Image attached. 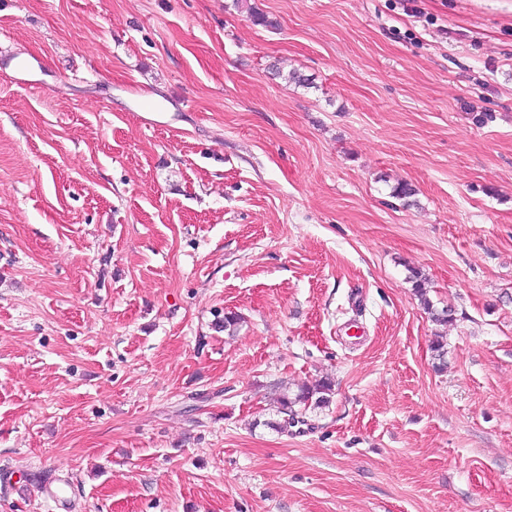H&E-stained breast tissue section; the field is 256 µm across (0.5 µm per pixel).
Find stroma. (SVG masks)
Returning <instances> with one entry per match:
<instances>
[{"instance_id":"1","label":"stroma","mask_w":512,"mask_h":512,"mask_svg":"<svg viewBox=\"0 0 512 512\" xmlns=\"http://www.w3.org/2000/svg\"><path fill=\"white\" fill-rule=\"evenodd\" d=\"M1 51L0 512H512V0H0ZM9 71L13 74V83L27 87L29 89L40 85L37 79H34L33 65L30 59L21 58L17 55L0 56V72ZM411 275L409 276V279L414 283V290L417 293V296H419L421 302L424 305V308L426 310H432V305L427 299V278L422 274L420 270L412 269L410 271ZM433 318L435 321L439 323H448L450 314H448V310H442L441 313H433V310L431 312ZM331 392L332 385L330 382L319 381L312 386H301L295 397L291 398L288 395L282 397L277 412L284 416L281 420H268L266 422L267 427L278 432L288 431V427H294L295 424L302 423L304 421L302 413L294 408L296 405L303 404L306 406L309 400L312 401L313 397L316 395L318 396L315 398L314 403L316 405H325L329 403V397L326 395L329 396V393ZM299 415H301V417Z\"/></svg>"}]
</instances>
